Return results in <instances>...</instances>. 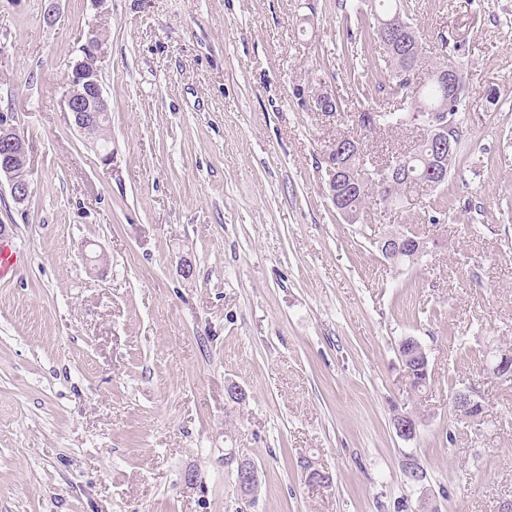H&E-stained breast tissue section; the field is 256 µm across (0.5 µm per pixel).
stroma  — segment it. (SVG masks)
<instances>
[{"label": "stroma", "mask_w": 512, "mask_h": 512, "mask_svg": "<svg viewBox=\"0 0 512 512\" xmlns=\"http://www.w3.org/2000/svg\"><path fill=\"white\" fill-rule=\"evenodd\" d=\"M424 67L461 42L465 162L346 223L323 155L364 105L338 0H0V113L29 142L34 192L0 187V512H498L512 500V0H404ZM112 161L63 110L89 23ZM321 78L344 108L296 94ZM408 124L364 133L384 159ZM444 223L432 224L436 203ZM441 247L394 267L372 228ZM101 252L99 270L83 254ZM194 274L184 278L181 259ZM431 367L412 393L397 343ZM246 397L229 398L230 384ZM475 386L478 421L448 410ZM423 417L399 438L394 414ZM259 484L243 496L241 459ZM314 465L327 483L308 481Z\"/></svg>", "instance_id": "obj_1"}]
</instances>
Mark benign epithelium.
<instances>
[{"label":"benign epithelium","mask_w":512,"mask_h":512,"mask_svg":"<svg viewBox=\"0 0 512 512\" xmlns=\"http://www.w3.org/2000/svg\"><path fill=\"white\" fill-rule=\"evenodd\" d=\"M107 40L102 28L93 22L88 24L84 33L81 55L70 65L67 75L66 91L63 99L64 111L71 115L74 125L84 136L90 147L103 164L112 161V143L102 144L94 134L95 127L104 119H109V105L103 93L101 80V63L106 55ZM435 80L445 92L457 94L460 75L455 69H440L435 73ZM307 106L314 112L327 116L335 114L338 103L336 95L327 88H322L316 99H305ZM391 117L400 124L421 122L428 130L430 141L438 156L452 150L457 127L454 118L444 112L426 115L418 112H393ZM342 144H333L324 154L328 163L327 196L337 213L348 224L361 223L362 212L345 203V197L338 194L336 187L347 185L360 188L361 182L345 167H337L331 162L336 152L344 151ZM30 159L28 146L23 133L14 124V117L0 114V177L8 181L12 200L21 205L29 200L33 182L30 179ZM373 244L382 257L395 266L401 265L402 256L408 252L420 259L430 255L438 246L436 239L421 237L410 238L404 230L381 231L373 236ZM490 373L503 381H512V350L504 349L494 355ZM449 410L459 418L473 420L484 413V407L475 387L470 386L452 394L448 402ZM398 437L409 440L416 435L418 423L410 414H396L392 419ZM258 472L255 464L242 460L238 465V484L244 493L256 487Z\"/></svg>","instance_id":"obj_1"}]
</instances>
